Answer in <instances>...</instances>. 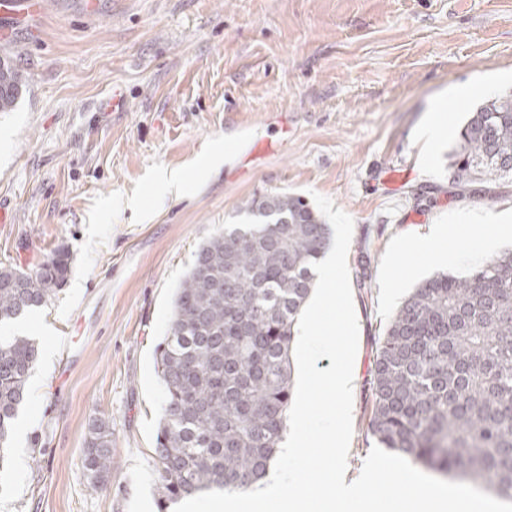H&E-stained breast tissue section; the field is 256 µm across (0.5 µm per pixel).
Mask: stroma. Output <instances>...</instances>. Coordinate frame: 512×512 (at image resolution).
Returning <instances> with one entry per match:
<instances>
[{
    "label": "stroma",
    "instance_id": "1",
    "mask_svg": "<svg viewBox=\"0 0 512 512\" xmlns=\"http://www.w3.org/2000/svg\"><path fill=\"white\" fill-rule=\"evenodd\" d=\"M0 41L21 91L0 111V267L69 255L65 285L9 323L38 360L19 410L0 512H158L154 359L195 252L269 194L330 198L354 222L359 322L347 477L375 445L370 370L401 302L443 266L395 243L461 210L512 215V182L455 195L448 154L468 112L512 92V0H43ZM482 84L489 94L457 98ZM450 131L427 148L433 110ZM368 285H359V261ZM112 424L108 489L90 487L88 424Z\"/></svg>",
    "mask_w": 512,
    "mask_h": 512
}]
</instances>
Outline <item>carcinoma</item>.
Segmentation results:
<instances>
[{"label": "carcinoma", "instance_id": "cac0c4a2", "mask_svg": "<svg viewBox=\"0 0 512 512\" xmlns=\"http://www.w3.org/2000/svg\"><path fill=\"white\" fill-rule=\"evenodd\" d=\"M18 94V73L0 59V110ZM448 159L455 187L512 180V94L470 113ZM245 212L248 222L195 253L155 348L165 390L153 458L159 512L248 489L273 460L293 399L290 343L329 226L295 195L263 196ZM68 271L64 253L32 273L0 268V324L46 305ZM37 360L29 337L0 341V472ZM370 385L378 447L512 500V251L415 288L386 326ZM112 462V426L95 419L85 440L93 489L107 488Z\"/></svg>", "mask_w": 512, "mask_h": 512}]
</instances>
